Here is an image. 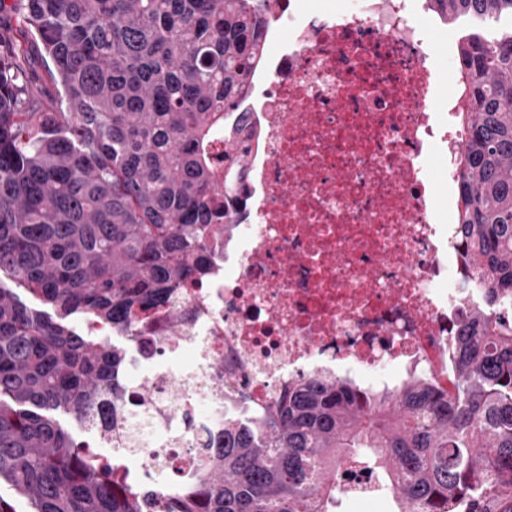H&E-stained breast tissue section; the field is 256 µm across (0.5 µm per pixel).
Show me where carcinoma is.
Masks as SVG:
<instances>
[{"instance_id": "carcinoma-1", "label": "carcinoma", "mask_w": 512, "mask_h": 512, "mask_svg": "<svg viewBox=\"0 0 512 512\" xmlns=\"http://www.w3.org/2000/svg\"><path fill=\"white\" fill-rule=\"evenodd\" d=\"M281 0H0L23 40H0V481L30 512H332L360 463L395 512H512V0H427L467 21L458 47L466 137L457 209L465 300L452 388L410 377L391 394L299 379L254 419L196 427L197 466L150 488L96 455L55 413L142 441L151 388L130 395L126 338L210 271L238 223L246 162L235 111L254 92ZM51 62L59 111L27 89L24 41ZM224 135V178L214 143Z\"/></svg>"}]
</instances>
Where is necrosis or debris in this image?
Masks as SVG:
<instances>
[{
  "label": "necrosis or debris",
  "mask_w": 512,
  "mask_h": 512,
  "mask_svg": "<svg viewBox=\"0 0 512 512\" xmlns=\"http://www.w3.org/2000/svg\"><path fill=\"white\" fill-rule=\"evenodd\" d=\"M420 2L282 0L259 100L236 114L256 133L241 222L176 300L182 332L157 315L131 345L130 379L151 372L162 397L183 357L197 369L176 405L154 407L156 425L178 432L183 413L211 428L338 368L448 387L461 265L437 194L455 187L465 131L437 99Z\"/></svg>",
  "instance_id": "necrosis-or-debris-1"
}]
</instances>
